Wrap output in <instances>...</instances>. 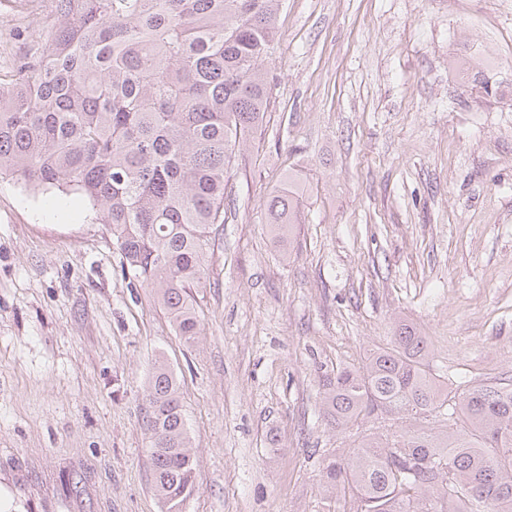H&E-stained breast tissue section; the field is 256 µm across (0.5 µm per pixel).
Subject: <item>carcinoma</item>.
I'll return each mask as SVG.
<instances>
[{
    "label": "carcinoma",
    "mask_w": 512,
    "mask_h": 512,
    "mask_svg": "<svg viewBox=\"0 0 512 512\" xmlns=\"http://www.w3.org/2000/svg\"><path fill=\"white\" fill-rule=\"evenodd\" d=\"M281 0H55L39 55L0 71V176L85 197L128 268L185 340L197 335L191 289L224 223L232 154L270 104L264 62ZM299 188L272 197L275 238L295 223ZM428 341L403 320L390 346L326 378L334 426L383 409L408 422L370 432L325 463L323 505L340 512H512V389L459 396L430 372ZM152 483L181 512L195 459L179 386L163 362L148 379ZM429 417L440 428L418 424Z\"/></svg>",
    "instance_id": "carcinoma-1"
}]
</instances>
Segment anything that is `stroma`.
<instances>
[{
	"label": "stroma",
	"mask_w": 512,
	"mask_h": 512,
	"mask_svg": "<svg viewBox=\"0 0 512 512\" xmlns=\"http://www.w3.org/2000/svg\"><path fill=\"white\" fill-rule=\"evenodd\" d=\"M54 8L1 9L0 44L35 54ZM277 31L193 342L85 198L0 178V469L54 485L61 512H165L144 425L159 359L197 463L185 512H327L324 460L401 423L336 429L324 377L388 347L395 319L449 390L512 384V0H282ZM291 175L277 240L265 205ZM299 188L288 183V192L274 195L268 206L267 226L274 238H284L295 224Z\"/></svg>",
	"instance_id": "35a3bbf8"
}]
</instances>
